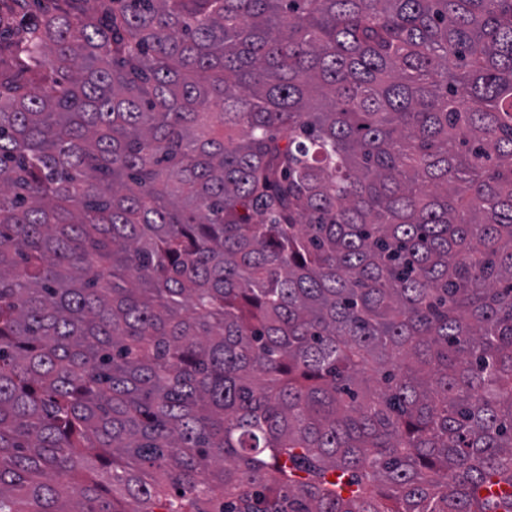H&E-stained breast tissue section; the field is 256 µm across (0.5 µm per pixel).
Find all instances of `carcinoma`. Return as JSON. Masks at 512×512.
<instances>
[{
	"label": "carcinoma",
	"instance_id": "carcinoma-1",
	"mask_svg": "<svg viewBox=\"0 0 512 512\" xmlns=\"http://www.w3.org/2000/svg\"><path fill=\"white\" fill-rule=\"evenodd\" d=\"M0 0V512H512V0Z\"/></svg>",
	"mask_w": 512,
	"mask_h": 512
}]
</instances>
